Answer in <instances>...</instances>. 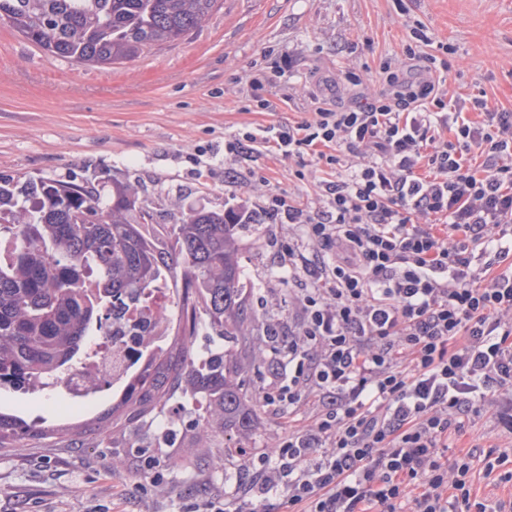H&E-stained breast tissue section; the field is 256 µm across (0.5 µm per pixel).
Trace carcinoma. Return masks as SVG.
<instances>
[{
    "instance_id": "1",
    "label": "carcinoma",
    "mask_w": 512,
    "mask_h": 512,
    "mask_svg": "<svg viewBox=\"0 0 512 512\" xmlns=\"http://www.w3.org/2000/svg\"><path fill=\"white\" fill-rule=\"evenodd\" d=\"M215 2L0 0V18L47 55L101 65L183 38ZM146 216L131 183H112L104 197L87 181L0 174V388H45L88 355L97 330L127 328V311L161 283L175 304L164 346L84 432L105 438L177 394H202L204 425L223 426L224 447L237 448L261 407L231 350L255 321L237 225L221 210L182 211L169 226L148 224ZM201 324L224 339V350L196 355ZM54 433L63 430L0 411V448Z\"/></svg>"
}]
</instances>
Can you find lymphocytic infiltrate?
<instances>
[{
    "label": "lymphocytic infiltrate",
    "mask_w": 512,
    "mask_h": 512,
    "mask_svg": "<svg viewBox=\"0 0 512 512\" xmlns=\"http://www.w3.org/2000/svg\"><path fill=\"white\" fill-rule=\"evenodd\" d=\"M410 37L404 53L423 78L387 58L371 101L324 99L311 117L224 141L231 158L274 148L301 181L310 156L333 172L312 204L272 192L231 211L239 224L252 214L292 224L322 253L300 296L302 334L321 352L308 358L289 341L266 395L283 408L315 390L320 417L259 459L256 489L309 512H506L472 499L468 480L472 459L486 458L490 474L504 456L445 454L487 396L512 407V278L472 265L475 253L512 251V111L477 97L480 118L468 119L448 96L447 58L430 53L423 26ZM445 129L452 139L440 140ZM475 151L478 170L466 163Z\"/></svg>",
    "instance_id": "1"
}]
</instances>
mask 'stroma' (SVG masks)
<instances>
[{
    "instance_id": "35a3bbf8",
    "label": "stroma",
    "mask_w": 512,
    "mask_h": 512,
    "mask_svg": "<svg viewBox=\"0 0 512 512\" xmlns=\"http://www.w3.org/2000/svg\"><path fill=\"white\" fill-rule=\"evenodd\" d=\"M416 23L448 47L450 94L465 102L482 94L489 107L512 109V0H217L208 21L179 42L102 66L45 56L0 23V172L87 179L105 193L113 182L133 183L157 224L270 190L309 202L313 191L294 177V161L261 151L256 164L267 182H250L242 164L223 157L225 136L301 120L315 94L345 105L378 96L381 60L402 59ZM285 54L294 101L245 111L247 79L272 71ZM347 71L361 74L358 89L346 86ZM293 233L286 224H247L238 239L259 327L275 323L295 335L303 322L296 296L310 284L313 250L300 251L304 274L287 283L271 276ZM0 411L47 427L68 422L40 391L0 390ZM203 413L201 397H183L102 443L90 438L77 448L52 438L1 448L0 512H182L207 499L234 512L255 500L252 461L289 431L311 428L318 407L311 393L292 411L264 407L242 453L228 456L223 430L202 433ZM172 423L174 444L164 436ZM506 427L500 414L483 412L450 435L449 458L511 447Z\"/></svg>"
}]
</instances>
